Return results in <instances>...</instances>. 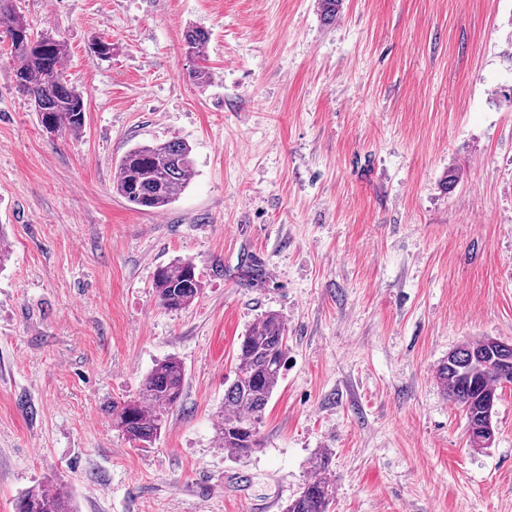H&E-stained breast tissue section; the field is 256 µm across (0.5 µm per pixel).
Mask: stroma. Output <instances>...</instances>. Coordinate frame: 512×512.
Instances as JSON below:
<instances>
[{
  "mask_svg": "<svg viewBox=\"0 0 512 512\" xmlns=\"http://www.w3.org/2000/svg\"><path fill=\"white\" fill-rule=\"evenodd\" d=\"M14 5L63 37L86 113L47 133L0 28V512L56 483L78 512H282L324 453L330 512H512V385L476 450L435 377L462 343H512V0H343L329 24L317 0ZM172 139L191 184L133 209L116 161ZM182 258L204 288L170 312L154 272ZM270 312L288 364L237 459L214 428ZM169 356L181 401L130 442L110 406ZM183 46L186 54L205 61V49L210 40V34L207 30L197 26H187L183 30Z\"/></svg>",
  "mask_w": 512,
  "mask_h": 512,
  "instance_id": "stroma-1",
  "label": "stroma"
}]
</instances>
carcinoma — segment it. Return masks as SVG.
<instances>
[{
  "mask_svg": "<svg viewBox=\"0 0 512 512\" xmlns=\"http://www.w3.org/2000/svg\"><path fill=\"white\" fill-rule=\"evenodd\" d=\"M341 2L318 0L321 19L333 22ZM0 25L10 35L16 88L33 104L43 129L50 134H79L85 100L62 73L66 42L53 31H34L13 0H0ZM182 37L186 54L205 60L209 32L189 25ZM190 154V146L181 140L132 147L115 167L112 190L136 209L162 211L194 176ZM153 288L160 307L179 311L199 297L203 285L193 263L178 259L156 269ZM286 332L281 318L269 313L240 343L234 378L224 390L216 427L222 448L237 458L260 447L264 411L288 353ZM436 378L448 400L462 409L466 425L480 428L492 422L503 387L512 384V347H500L492 337L463 343L440 362ZM184 380L185 368L178 358L159 361L144 378L136 398L112 404V426L130 441L152 442L165 426L166 412L179 403ZM328 461L327 455H320L309 480L284 512H330L333 488L325 477ZM15 508L16 512H76L70 493L59 484L31 488L18 498Z\"/></svg>",
  "mask_w": 512,
  "mask_h": 512,
  "instance_id": "1",
  "label": "carcinoma"
}]
</instances>
